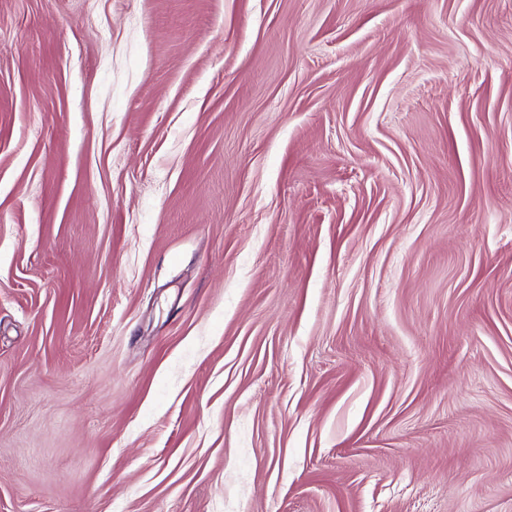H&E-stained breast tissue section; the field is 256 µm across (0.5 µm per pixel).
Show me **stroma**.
I'll list each match as a JSON object with an SVG mask.
<instances>
[{
	"mask_svg": "<svg viewBox=\"0 0 512 512\" xmlns=\"http://www.w3.org/2000/svg\"><path fill=\"white\" fill-rule=\"evenodd\" d=\"M0 512H512V0H0Z\"/></svg>",
	"mask_w": 512,
	"mask_h": 512,
	"instance_id": "1",
	"label": "stroma"
}]
</instances>
